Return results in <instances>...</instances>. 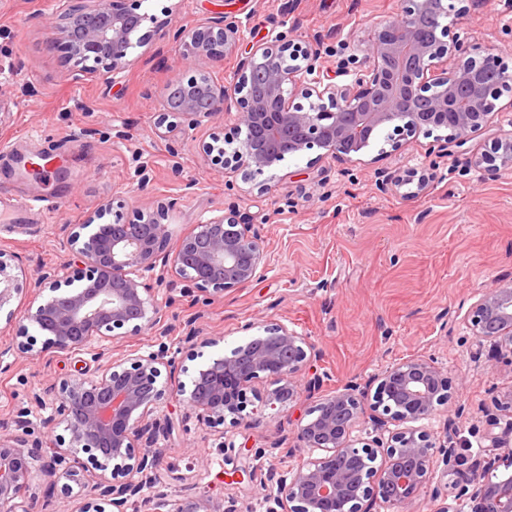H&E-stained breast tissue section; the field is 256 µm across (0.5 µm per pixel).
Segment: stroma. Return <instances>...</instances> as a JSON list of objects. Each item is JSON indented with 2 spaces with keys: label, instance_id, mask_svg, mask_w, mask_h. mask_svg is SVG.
<instances>
[{
  "label": "stroma",
  "instance_id": "stroma-1",
  "mask_svg": "<svg viewBox=\"0 0 512 512\" xmlns=\"http://www.w3.org/2000/svg\"><path fill=\"white\" fill-rule=\"evenodd\" d=\"M70 0H0V251L35 273L55 270L72 254L73 225L94 213L135 220L164 208L173 234L238 206L259 233L269 265L249 286L205 297L182 282L159 325L115 338L113 360L166 342L188 371L230 354L265 325L282 323L319 353L314 366L335 388L366 382L409 358L436 362L455 393L438 406L429 428L454 425V443L475 457L485 427L482 408L512 390V357L491 361L467 315L490 289L512 282V166L495 170L473 161L499 131H512V92L502 112L463 147L440 152L436 134L418 133L392 144L377 137L353 159L320 149L287 157L271 170L263 194L224 172L201 150L226 137L231 121L205 118L195 129L167 132L158 124L160 92L171 79L189 80L199 66L176 50L179 31L221 15L241 21L256 40L287 31L321 55L362 63L377 23L396 19L401 0H141L160 37L134 48L132 64L116 82L88 77L63 63L47 42L48 26ZM456 32L512 67V0H456ZM146 166L148 184L137 177ZM412 167L430 176L411 193L399 180ZM57 207L46 211L45 200ZM199 314V336L183 325ZM210 346H201V339ZM198 358H191L193 350ZM0 369V432L14 433L16 411L29 410L32 440L48 442L63 428L44 427L48 396L69 362L53 353L10 354ZM265 382L247 398L262 416L257 426L210 428L177 400L167 415L182 420L159 439L155 491L180 502L203 494L237 512H275L270 471L295 470L303 461L291 432L313 398L294 414L264 406ZM248 452L239 453V444ZM251 468L252 480L226 476L227 459Z\"/></svg>",
  "mask_w": 512,
  "mask_h": 512
}]
</instances>
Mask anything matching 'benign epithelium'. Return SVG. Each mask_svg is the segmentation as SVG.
I'll return each mask as SVG.
<instances>
[{
    "label": "benign epithelium",
    "instance_id": "obj_1",
    "mask_svg": "<svg viewBox=\"0 0 512 512\" xmlns=\"http://www.w3.org/2000/svg\"><path fill=\"white\" fill-rule=\"evenodd\" d=\"M455 14L454 0H404L399 19L374 29L368 67L355 71L350 61L332 65L284 34L246 43L237 21L216 17L179 33L183 57L201 69L193 80L165 85L158 125L172 132L215 115L233 118L236 150L228 155L214 139L202 151L266 194L272 186L259 177L280 158L317 148L348 160L389 125L400 140L447 130L445 140L461 147L500 111L497 101L512 74L497 55L477 52L453 31L446 20ZM148 20L124 0H73L50 27V40L66 59L93 62L89 75L115 81L131 65V50L153 40ZM235 51L240 57L232 78L216 82L210 65ZM332 72L351 81L338 85ZM258 75L263 92L240 94ZM297 96L308 106L294 103ZM499 157L512 164L511 131L494 139L489 160ZM101 217L75 225L69 237L74 260L37 276L38 293L50 296L29 302L28 324L19 327L23 341L0 348V363L14 349L33 352L32 326L44 337L41 351L75 358L54 386L56 407L43 421L64 426L68 437L45 451L28 445L24 432L0 434V512H45L56 489L81 483L91 468L98 471L95 495L81 512H127L156 468L157 433L170 435L177 427L172 417L158 416L169 396H178L210 428L227 421L255 426L261 418L247 411L246 390L259 380L271 386L265 402L272 408L292 409L304 393L318 396L306 412L310 419L293 431L307 459L273 477L281 512H406L437 473L446 482L435 490L434 498L443 499L436 512H512V428L496 431L499 416L483 411L480 454L463 467L450 428L439 443L425 425L453 397L448 376L431 362L407 359L364 385L352 381L327 391L324 377L310 372L314 346L278 323L234 353L210 359L188 385L177 380L178 365L162 341L155 350L107 359L114 330L136 334L160 322L158 287L178 278L205 295H222L261 277L266 252L234 207L175 240L153 212L139 213L132 223L95 224ZM27 276L0 251V310ZM467 322L489 344V359L504 348L512 354V285L484 294ZM34 478L43 495H21ZM147 503L150 512H214L205 495L172 504L157 493Z\"/></svg>",
    "mask_w": 512,
    "mask_h": 512
}]
</instances>
